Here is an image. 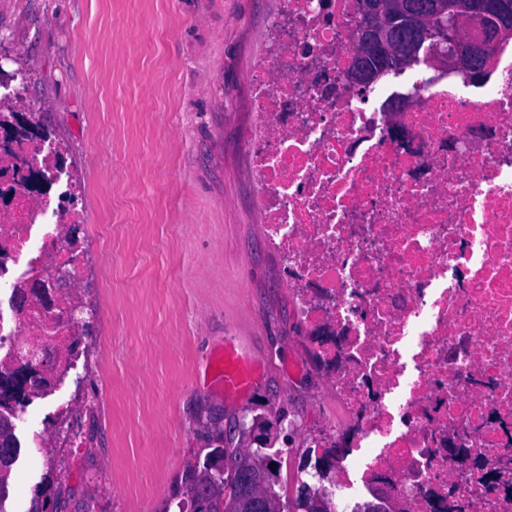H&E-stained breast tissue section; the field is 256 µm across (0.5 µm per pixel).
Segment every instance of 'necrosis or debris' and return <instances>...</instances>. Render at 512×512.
Listing matches in <instances>:
<instances>
[{
  "mask_svg": "<svg viewBox=\"0 0 512 512\" xmlns=\"http://www.w3.org/2000/svg\"><path fill=\"white\" fill-rule=\"evenodd\" d=\"M355 0H281L247 81L243 147L262 235L347 418L338 512H512V38L474 85L435 69L391 93L348 78ZM38 136L0 151V359L36 325L12 304L31 269L81 285L79 210Z\"/></svg>",
  "mask_w": 512,
  "mask_h": 512,
  "instance_id": "4bbe7bcc",
  "label": "necrosis or debris"
}]
</instances>
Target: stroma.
Returning <instances> with one entry per match:
<instances>
[{
	"label": "stroma",
	"instance_id": "stroma-1",
	"mask_svg": "<svg viewBox=\"0 0 512 512\" xmlns=\"http://www.w3.org/2000/svg\"><path fill=\"white\" fill-rule=\"evenodd\" d=\"M280 0H0V48L80 181L93 314L63 381L15 434L8 512L36 486L61 512H178L188 465L248 444L242 419L285 418L284 505L308 450L346 419L260 233L240 147L245 77ZM259 369L225 396L211 356Z\"/></svg>",
	"mask_w": 512,
	"mask_h": 512
}]
</instances>
